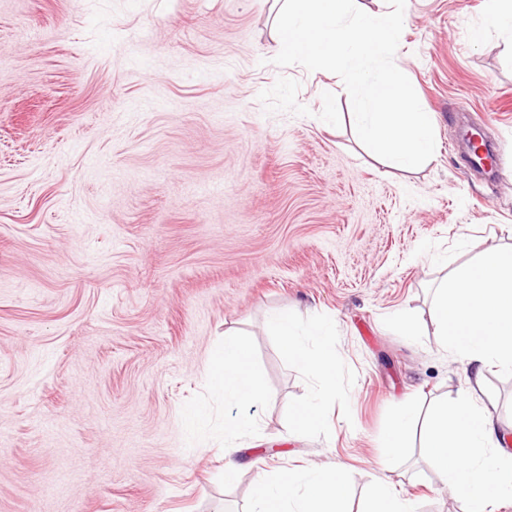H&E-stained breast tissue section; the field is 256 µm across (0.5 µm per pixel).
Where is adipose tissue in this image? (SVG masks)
<instances>
[{"mask_svg":"<svg viewBox=\"0 0 512 512\" xmlns=\"http://www.w3.org/2000/svg\"><path fill=\"white\" fill-rule=\"evenodd\" d=\"M434 313L446 345L468 364L512 368V249H487L476 263L455 270L436 288ZM273 327L290 358L332 383L336 355L327 326L306 329L283 315ZM207 378L228 403L246 406L264 394L249 346L235 335L225 336ZM489 414L472 396H462L451 408L437 411L425 436L426 448L441 465L443 482L466 502L467 512H491L494 497L485 493V486L501 489L512 484V456L490 447ZM346 488L338 469L292 471L274 478L261 469L256 474L255 512H347Z\"/></svg>","mask_w":512,"mask_h":512,"instance_id":"obj_1","label":"adipose tissue"}]
</instances>
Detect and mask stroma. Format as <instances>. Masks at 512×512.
I'll use <instances>...</instances> for the list:
<instances>
[{"mask_svg":"<svg viewBox=\"0 0 512 512\" xmlns=\"http://www.w3.org/2000/svg\"><path fill=\"white\" fill-rule=\"evenodd\" d=\"M283 2L0 0V512H253L256 461L343 469L351 512L384 488L466 512L421 437L467 393L512 455V370L474 376L432 313L449 269L512 249V36L483 30L491 0H406L395 63L436 140L407 172L360 142L339 76L273 64ZM474 121L500 172L469 167ZM277 312L331 327L329 395ZM228 333L266 390L246 411L206 381ZM311 403L327 427L292 432ZM413 409V404H406L403 407L401 414L394 420L391 427L389 448H394L396 450L403 448V439L415 422L412 415Z\"/></svg>","mask_w":512,"mask_h":512,"instance_id":"obj_1","label":"stroma"}]
</instances>
